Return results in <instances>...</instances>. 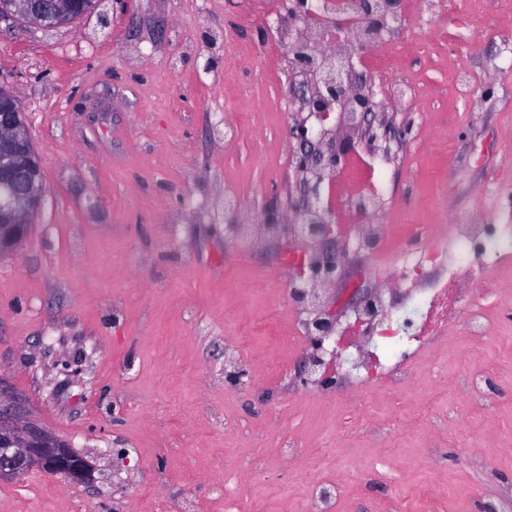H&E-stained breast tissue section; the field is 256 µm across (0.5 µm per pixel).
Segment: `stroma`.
I'll return each mask as SVG.
<instances>
[{"mask_svg":"<svg viewBox=\"0 0 512 512\" xmlns=\"http://www.w3.org/2000/svg\"><path fill=\"white\" fill-rule=\"evenodd\" d=\"M245 0H103V15L42 29L0 22V82L18 96L46 192L26 236L0 253V378L37 422L95 468L75 484L33 470L0 480V512H141L152 495L224 512V472L246 512H300L338 479L336 512H512V322L473 338L466 319L392 398L332 384L299 392L290 326L295 259L310 250L255 224L225 236L246 202L285 209L296 145L272 34ZM448 14L400 77L419 105L381 103L410 128L392 144L387 212L346 224H459L512 216V15L502 0ZM474 76L470 95L456 76ZM403 302L381 255L350 251L328 295ZM248 370L226 382L224 357ZM482 370L477 396L467 388ZM485 409H473V398ZM363 417L343 435L342 419ZM294 448L284 456V448Z\"/></svg>","mask_w":512,"mask_h":512,"instance_id":"obj_1","label":"stroma"}]
</instances>
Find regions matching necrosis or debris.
<instances>
[{"label": "necrosis or debris", "mask_w": 512, "mask_h": 512, "mask_svg": "<svg viewBox=\"0 0 512 512\" xmlns=\"http://www.w3.org/2000/svg\"><path fill=\"white\" fill-rule=\"evenodd\" d=\"M314 18L301 22L303 45L337 54L353 51L351 30L333 28V18L353 19L363 14L362 0H316ZM366 46L358 59L361 70L383 85L388 101L416 104L421 96L417 85L397 77L395 62L405 53L402 45L383 47L380 38L366 36ZM370 242L383 244L395 280L404 282L409 304L401 311L378 302L374 307L351 311L338 330L339 339L353 350L352 369L360 386L391 391L407 388L416 377L417 359L438 345L448 332V317H467L470 334L482 336L489 321L479 307L483 296L464 293L462 281L498 279L512 274V225H496L487 233L482 224H452L442 232L431 225L414 224L400 239H392L382 225H360L356 246ZM443 261L446 273L438 281L421 284L417 269L432 261Z\"/></svg>", "instance_id": "necrosis-or-debris-1"}]
</instances>
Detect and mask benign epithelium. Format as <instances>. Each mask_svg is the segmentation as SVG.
<instances>
[{
	"label": "benign epithelium",
	"instance_id": "obj_1",
	"mask_svg": "<svg viewBox=\"0 0 512 512\" xmlns=\"http://www.w3.org/2000/svg\"><path fill=\"white\" fill-rule=\"evenodd\" d=\"M78 0H17L13 16L23 17L45 28H55ZM402 0H367L366 21L381 29L388 17L397 14ZM315 13L313 0H295V10L278 19V25L290 29ZM298 61L323 77L306 90L293 91L302 108L315 115L323 129L307 126L299 118L290 128V137L298 143V185L288 199L289 211L302 220L285 223L276 210L265 214L264 223L273 230H289L304 244L315 243L319 251L311 257L308 270L297 276L298 287L292 289L296 304L311 309L314 319L307 324L311 350L302 359L305 375L324 365L323 356L341 355L342 345L330 340L336 323V302L320 293L318 286L335 283L348 245L334 249L338 225L326 222L319 213L320 187L339 168L342 155L352 141L366 137L371 141L399 139L406 133L393 125L387 113L378 111L373 84L364 74L353 72L352 60L334 55L317 54L312 49L296 53ZM45 191L38 157L31 143L23 115L10 106L0 107V243L14 244L28 231V216L40 203ZM39 469L49 475L62 476L71 482H89L94 468L67 441L42 428L33 418L29 401L0 379V479H15Z\"/></svg>",
	"mask_w": 512,
	"mask_h": 512
}]
</instances>
